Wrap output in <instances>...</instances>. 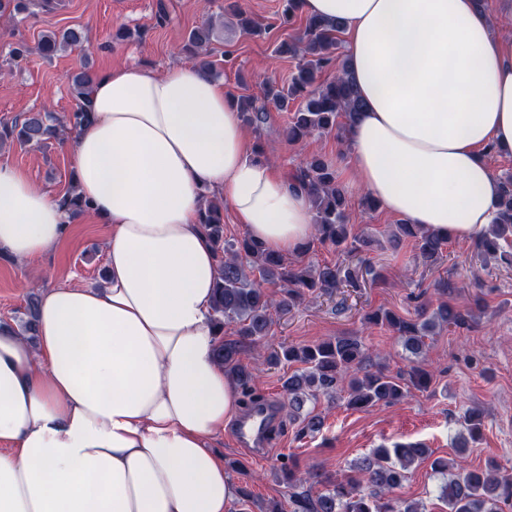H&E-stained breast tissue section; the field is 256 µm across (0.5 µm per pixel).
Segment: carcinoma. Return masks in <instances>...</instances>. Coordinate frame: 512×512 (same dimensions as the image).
I'll return each instance as SVG.
<instances>
[{
    "label": "carcinoma",
    "mask_w": 512,
    "mask_h": 512,
    "mask_svg": "<svg viewBox=\"0 0 512 512\" xmlns=\"http://www.w3.org/2000/svg\"><path fill=\"white\" fill-rule=\"evenodd\" d=\"M35 0H0V15L11 21L31 14ZM237 27L244 33L259 37L266 32L258 21L240 6L232 5ZM224 22L205 19L192 28L185 37L180 52L190 62L218 78L220 73L211 60V45L219 38ZM339 25L329 26L314 18H306L298 35L283 41L275 48L278 55L289 54L299 58L296 73L287 83L268 81L259 97H238L241 118L255 134H262L269 120L270 108L292 112L287 128V139L299 144L316 134L337 129L345 131L349 113L360 108L353 83L348 77L344 60L338 58ZM85 40L77 29L50 31L43 35L39 49L51 56L61 48L78 47ZM336 66L339 75L330 82H317L321 71ZM77 108L69 117L76 124L88 117L90 78L84 73L71 77ZM65 124L52 112H28L10 122L0 123V148L9 144L42 147L57 138ZM292 177L307 193L315 214L314 240L321 244L343 247L347 254H356L369 246L372 240L355 231L347 212L345 191L339 187L336 171L322 158L309 157L292 172ZM502 193L499 213L477 239V248L484 255L497 256L512 266V178L501 181ZM59 205L68 213L84 212L82 199L71 187L58 198ZM199 223L213 244L219 261V273L213 287V321L217 329L218 362L232 378L236 387L247 392L254 379L252 368L244 362V347L266 337L274 319L291 311L306 294L319 293L329 297L344 287H359V270L336 264H306L266 250L250 236H224V202L206 201L199 214ZM404 239L414 243V250L430 265L443 256L447 240L426 232L416 224H398L390 241L398 244ZM271 284L278 291L269 293L264 285ZM437 303L423 304L414 320H407L391 311L377 310L364 317L369 325L382 326L394 333L405 351L414 358L422 357L426 339L436 327L461 326L470 319L469 311H462L448 302V284L437 282ZM39 298L27 297L25 318L17 331L23 336L35 335ZM235 326L236 340H224V327ZM271 358L288 363H299L301 368L284 379L282 388L288 400L289 414L301 420V431L315 433L321 430L323 420L307 405L320 398L334 399L346 395L347 405L369 411L389 405L410 390H427L431 373L416 363L410 367L408 378L385 373L377 365L367 367L368 348L353 336H338L315 345L288 346L282 352L271 353ZM483 412L469 409L463 416L468 437L461 438L458 454H466L468 440L480 435ZM431 453L422 443H396L391 448H378L371 455L353 465L355 475L330 479L318 470L298 473L284 462L276 472L279 482L288 488V504L292 512H427L417 501L393 496L407 470L430 461L432 474L442 477L439 498L448 505V512H504L512 504V473L498 465L469 468L464 460L430 459ZM310 484L324 487L317 496L299 487Z\"/></svg>",
    "instance_id": "1"
}]
</instances>
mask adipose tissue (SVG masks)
<instances>
[{"label": "adipose tissue", "mask_w": 512, "mask_h": 512, "mask_svg": "<svg viewBox=\"0 0 512 512\" xmlns=\"http://www.w3.org/2000/svg\"><path fill=\"white\" fill-rule=\"evenodd\" d=\"M340 24L363 108L349 185L437 236L478 239L497 216L488 150L512 152V38L477 0H300ZM75 185L108 228L101 287L42 292L35 338L0 326V512H228L208 448L239 418L215 356L204 194L266 249L314 232L307 195L257 158L223 83L190 63L93 76L72 131ZM69 215L0 164V253L27 262Z\"/></svg>", "instance_id": "1"}]
</instances>
